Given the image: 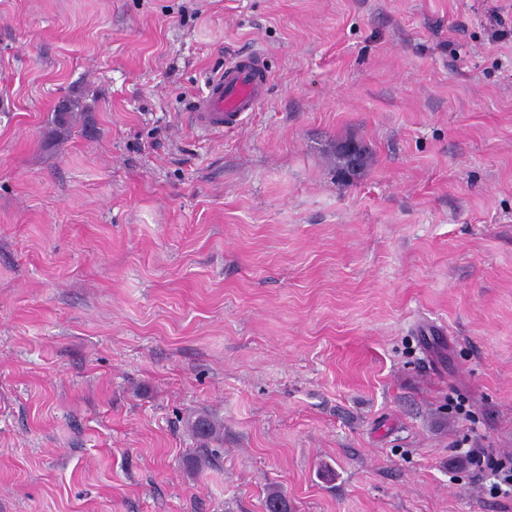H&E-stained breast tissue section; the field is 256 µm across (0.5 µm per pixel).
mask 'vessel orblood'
Masks as SVG:
<instances>
[{
  "mask_svg": "<svg viewBox=\"0 0 512 512\" xmlns=\"http://www.w3.org/2000/svg\"><path fill=\"white\" fill-rule=\"evenodd\" d=\"M269 82L264 56L257 51L235 55L209 83L207 94L194 106L192 123L213 133L241 127Z\"/></svg>",
  "mask_w": 512,
  "mask_h": 512,
  "instance_id": "obj_1",
  "label": "vessel or blood"
}]
</instances>
